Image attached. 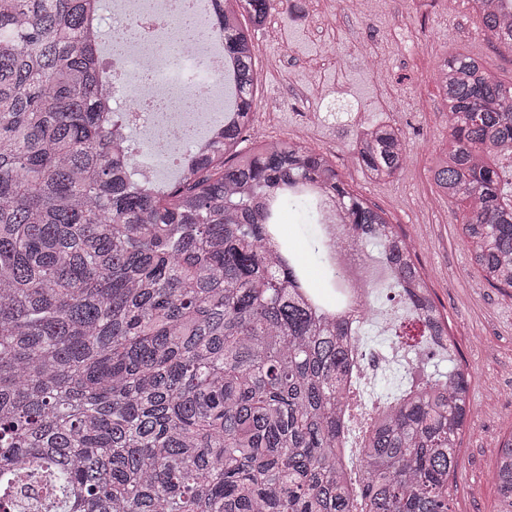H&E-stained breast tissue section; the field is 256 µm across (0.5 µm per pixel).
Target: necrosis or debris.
Masks as SVG:
<instances>
[{
    "label": "necrosis or debris",
    "mask_w": 512,
    "mask_h": 512,
    "mask_svg": "<svg viewBox=\"0 0 512 512\" xmlns=\"http://www.w3.org/2000/svg\"><path fill=\"white\" fill-rule=\"evenodd\" d=\"M205 14L203 0L112 3V64L105 82L128 128L139 133L137 170L158 185L204 146L202 131L212 129L229 105L220 40L203 28L178 49L167 43L169 21L180 16L201 20ZM322 233L330 246L326 265L341 255L348 262L341 297L349 314L362 319L371 291L361 285L357 249L334 224L324 223Z\"/></svg>",
    "instance_id": "4bbe7bcc"
}]
</instances>
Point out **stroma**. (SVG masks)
Here are the masks:
<instances>
[{
  "label": "stroma",
  "mask_w": 512,
  "mask_h": 512,
  "mask_svg": "<svg viewBox=\"0 0 512 512\" xmlns=\"http://www.w3.org/2000/svg\"><path fill=\"white\" fill-rule=\"evenodd\" d=\"M252 39L257 114L246 147L286 141L330 155L351 190L417 244L430 296L456 343L453 363L471 375L474 417L450 479L452 509L498 512L496 450L512 434V298L475 272L455 208L430 177L429 159L448 141L436 81L440 61L464 53L511 84L512 50L483 34L468 0H370L364 16L339 0H305L273 10ZM332 54L340 66L329 63ZM373 121L397 124L405 136L407 162L388 181L368 178L353 161L356 134ZM283 232L313 281L324 284L320 227L307 209L290 212Z\"/></svg>",
  "instance_id": "obj_1"
}]
</instances>
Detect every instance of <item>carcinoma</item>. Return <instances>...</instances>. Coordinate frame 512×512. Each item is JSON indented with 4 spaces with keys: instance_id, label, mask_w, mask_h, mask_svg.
I'll use <instances>...</instances> for the list:
<instances>
[{
    "instance_id": "1",
    "label": "carcinoma",
    "mask_w": 512,
    "mask_h": 512,
    "mask_svg": "<svg viewBox=\"0 0 512 512\" xmlns=\"http://www.w3.org/2000/svg\"><path fill=\"white\" fill-rule=\"evenodd\" d=\"M233 110L163 192L135 178L125 114L104 113L94 0H0V512H450L471 414L469 377L417 368L382 403L351 485L343 403L353 328L319 305L283 235L290 199L336 205L443 351L445 321L414 244L350 191L325 154L288 142L241 151L253 125L258 28L277 0H214ZM512 45V11L471 0ZM438 87L448 144L439 193L466 203L476 271L512 295V84L458 53ZM385 181L407 160L392 124L354 154ZM512 512V435L498 450Z\"/></svg>"
}]
</instances>
